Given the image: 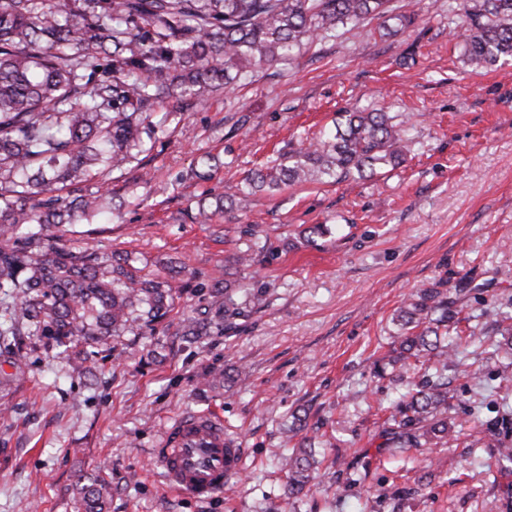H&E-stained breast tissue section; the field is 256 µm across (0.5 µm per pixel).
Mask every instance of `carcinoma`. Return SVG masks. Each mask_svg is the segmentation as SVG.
Listing matches in <instances>:
<instances>
[{
    "mask_svg": "<svg viewBox=\"0 0 512 512\" xmlns=\"http://www.w3.org/2000/svg\"><path fill=\"white\" fill-rule=\"evenodd\" d=\"M77 10H52L45 0H0V348L26 354L21 336H45L83 372L85 348H112L127 331L142 336L164 324L177 294L192 288L212 317L191 320L181 335L203 336L217 321L233 328L260 308L263 295L237 281L211 277L176 282L180 271L140 274L89 244L69 246L66 234L89 217L112 220L100 191L73 197L68 186L121 170L146 151L144 134L172 98L201 99L230 89L249 73L290 62L319 39L379 20L387 35L392 0H79ZM465 63L494 66L512 59V0H466L457 33ZM409 116L377 108L336 113L321 139L247 174L234 190L199 209L201 223L239 196L282 185L368 178L394 169L414 152ZM472 316L449 306L442 283L412 294L392 318V362L409 373L407 391L386 423L410 447H445L448 361L463 345L489 346L512 365V314L490 341ZM496 438L512 434L504 415L487 424ZM316 464L303 436L282 458L288 492L309 489ZM107 484L81 487L78 512H102Z\"/></svg>",
    "mask_w": 512,
    "mask_h": 512,
    "instance_id": "carcinoma-1",
    "label": "carcinoma"
}]
</instances>
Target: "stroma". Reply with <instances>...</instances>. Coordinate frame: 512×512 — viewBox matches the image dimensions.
Returning <instances> with one entry per match:
<instances>
[{
  "instance_id": "35a3bbf8",
  "label": "stroma",
  "mask_w": 512,
  "mask_h": 512,
  "mask_svg": "<svg viewBox=\"0 0 512 512\" xmlns=\"http://www.w3.org/2000/svg\"><path fill=\"white\" fill-rule=\"evenodd\" d=\"M413 22L387 36L378 22L317 41L292 65L260 69L227 94L164 104L170 120L127 168L104 174L112 223L78 224L79 238L151 273L163 265L261 290L264 307L234 331L183 338L205 306L177 300L167 327L116 336L84 374L41 336L27 357L0 352V512H77L79 486L111 487L106 512H506L512 468L474 441L473 405L512 412L501 362L465 351L479 380L452 379L446 448H400L385 406L404 392L390 350L391 319L410 293L443 280L454 310L497 330L512 310V61L472 70L453 37L463 0H394ZM353 105L410 114L414 153L383 174L286 185L196 214L246 174L299 141L313 142ZM219 164L208 180H180L194 158ZM149 176L141 184V176ZM331 226L308 242L303 229ZM253 266L226 268L254 237ZM233 376L201 384L204 368ZM189 411L220 415L244 450L222 495L169 492L149 454ZM323 434L312 490L293 498L278 457L293 417Z\"/></svg>"
}]
</instances>
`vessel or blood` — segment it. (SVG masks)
Returning a JSON list of instances; mask_svg holds the SVG:
<instances>
[{
    "instance_id": "1",
    "label": "vessel or blood",
    "mask_w": 512,
    "mask_h": 512,
    "mask_svg": "<svg viewBox=\"0 0 512 512\" xmlns=\"http://www.w3.org/2000/svg\"><path fill=\"white\" fill-rule=\"evenodd\" d=\"M152 457L170 489L208 499L223 493L239 474L243 451L230 447L219 416L201 412L166 428Z\"/></svg>"
}]
</instances>
